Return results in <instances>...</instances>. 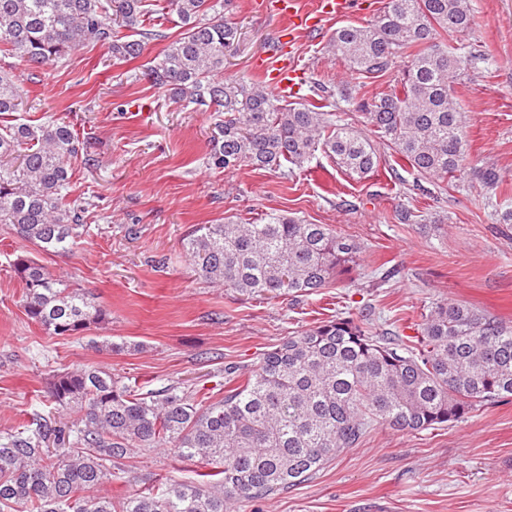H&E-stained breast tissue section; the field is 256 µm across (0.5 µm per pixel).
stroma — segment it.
I'll return each mask as SVG.
<instances>
[{"label": "stroma", "mask_w": 512, "mask_h": 512, "mask_svg": "<svg viewBox=\"0 0 512 512\" xmlns=\"http://www.w3.org/2000/svg\"><path fill=\"white\" fill-rule=\"evenodd\" d=\"M469 3L471 28L456 36L438 32L437 40L487 55L453 82L471 167H493L502 176L487 195L467 177L433 197L416 194L415 173L383 144L377 172L363 180L320 152L286 176L215 168L209 156L216 112L173 104L140 77L163 50L159 41L129 62L89 45L38 76L19 59L0 58V70L21 76L28 92L19 121L60 118L88 140L94 161H73L69 196L90 195L96 204L88 232L64 255L34 250L0 224V431L26 424L33 411L51 410L53 371L87 363L110 367L143 393L173 383L207 391L223 383L225 366L253 364L286 337L340 313L363 311L374 331L416 336L431 307L452 300L512 324V224L499 221L512 209V0ZM384 4L353 0L349 13L321 14L318 29L298 38L294 101L310 102L317 82L339 99L379 92L375 83L359 87L327 43L337 28L374 23ZM224 15L241 32L224 74L255 78L281 20L254 0H231ZM406 210L411 219L404 222L399 215ZM271 213L329 225L360 244L365 270L396 264L402 273L379 288L360 279L292 299L241 294L194 272L183 241L196 225L227 217L257 222ZM26 253L93 294L107 310L105 321L65 338L32 323L13 267ZM108 339L125 343V350L102 348ZM201 470L163 450L141 451L127 476L106 490L121 497L143 479L191 481ZM234 512H512V401L477 408L438 430L375 428L309 481L238 503Z\"/></svg>", "instance_id": "1"}]
</instances>
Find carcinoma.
I'll return each instance as SVG.
<instances>
[{
  "instance_id": "1",
  "label": "carcinoma",
  "mask_w": 512,
  "mask_h": 512,
  "mask_svg": "<svg viewBox=\"0 0 512 512\" xmlns=\"http://www.w3.org/2000/svg\"><path fill=\"white\" fill-rule=\"evenodd\" d=\"M230 0H0V55L31 68L101 44L120 62L140 57L148 40L168 41L143 78L182 106L217 107L214 167L301 170L316 152L353 177L378 168L373 141L336 119L325 88L308 105L258 82L224 78L226 51L239 40L224 17ZM181 31L169 39L168 14ZM468 0H387L375 23L343 26L329 46L359 75L401 76L357 103L365 126L420 180L463 174L495 191L494 168L469 167V139L450 79L484 60L476 49L435 42L436 29L463 34ZM135 31L137 38L120 34ZM24 93L0 72V224L46 253H65L87 232L89 202L68 199L72 159L84 155L62 119L12 122ZM186 253L205 280L248 295L305 296L352 279L361 246L325 224L285 214L262 223L201 224ZM29 320L51 336L98 324L96 298L54 278L20 255ZM56 413L0 433V512H227L311 479L334 457L358 446L375 425L399 432L445 426L474 408L512 397V325L464 302H440L415 345L371 330L369 318L336 316L290 336L250 368H224V391L198 395L176 384L141 393L96 364L52 375ZM159 448L206 471L195 481L114 499L98 493L127 473L135 450Z\"/></svg>"
}]
</instances>
